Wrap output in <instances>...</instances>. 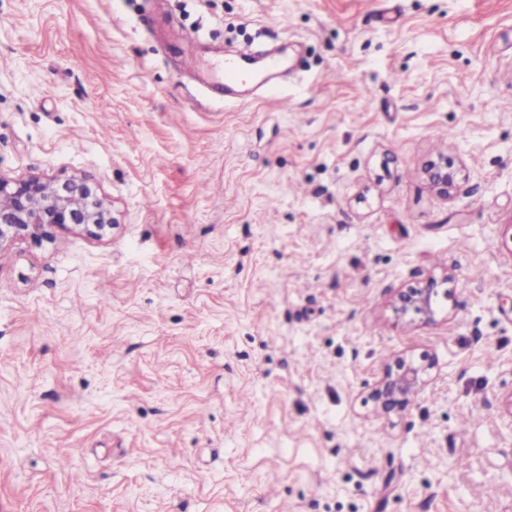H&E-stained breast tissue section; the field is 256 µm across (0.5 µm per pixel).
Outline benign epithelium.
Returning a JSON list of instances; mask_svg holds the SVG:
<instances>
[{
    "instance_id": "obj_1",
    "label": "benign epithelium",
    "mask_w": 512,
    "mask_h": 512,
    "mask_svg": "<svg viewBox=\"0 0 512 512\" xmlns=\"http://www.w3.org/2000/svg\"><path fill=\"white\" fill-rule=\"evenodd\" d=\"M426 175L437 192L445 196L451 192L455 173L448 162L432 164ZM113 226L109 204L78 178L48 181L32 176L14 182L0 178V251L17 239L36 244L50 241L55 230L68 227L99 239ZM400 310L412 321L433 318L438 311L435 289L415 288L401 295ZM431 368L430 364L399 358L395 368L387 369L377 382L373 396L386 411L402 406L420 391Z\"/></svg>"
}]
</instances>
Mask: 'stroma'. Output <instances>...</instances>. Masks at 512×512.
Segmentation results:
<instances>
[{"label":"stroma","instance_id":"35a3bbf8","mask_svg":"<svg viewBox=\"0 0 512 512\" xmlns=\"http://www.w3.org/2000/svg\"><path fill=\"white\" fill-rule=\"evenodd\" d=\"M283 43L249 102L184 65ZM33 175L116 225L0 253V512H512V0H0ZM427 179L432 188L443 195H448L455 181V173L447 161L433 163L426 171ZM400 310L410 321L415 319L429 320L438 311L436 291L430 286L425 288L411 289L408 293L400 296ZM431 364L415 362L407 358H398L395 369L388 368L377 382L373 396L381 401L385 411L404 405L425 384V376Z\"/></svg>","mask_w":512,"mask_h":512}]
</instances>
